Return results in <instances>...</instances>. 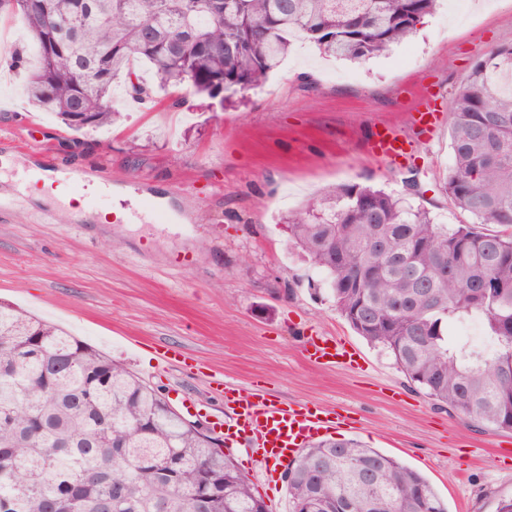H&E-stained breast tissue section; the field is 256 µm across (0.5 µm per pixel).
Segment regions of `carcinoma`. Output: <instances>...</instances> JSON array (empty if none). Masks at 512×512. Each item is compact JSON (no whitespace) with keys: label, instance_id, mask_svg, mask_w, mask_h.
<instances>
[{"label":"carcinoma","instance_id":"cac0c4a2","mask_svg":"<svg viewBox=\"0 0 512 512\" xmlns=\"http://www.w3.org/2000/svg\"><path fill=\"white\" fill-rule=\"evenodd\" d=\"M438 0H0L32 37V106L81 132L121 116L112 89L181 85L231 99L262 84L301 38L356 62L410 40ZM69 47L55 50L57 42ZM108 66L98 80L89 71ZM86 114L88 122L74 121ZM444 189L470 218L439 224L405 196L335 187L280 219L327 275L337 310L433 404L512 431V42L474 64L450 121ZM483 224L501 230L485 232ZM479 319L490 353L451 341ZM0 512H254L263 498L219 441L163 394L64 329L0 302ZM289 512H447L427 478L355 440L325 438L283 474Z\"/></svg>","mask_w":512,"mask_h":512}]
</instances>
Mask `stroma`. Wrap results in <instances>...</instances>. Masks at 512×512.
<instances>
[{"mask_svg": "<svg viewBox=\"0 0 512 512\" xmlns=\"http://www.w3.org/2000/svg\"><path fill=\"white\" fill-rule=\"evenodd\" d=\"M507 41L512 9L501 0H467L460 11L443 2L385 56L335 60L295 40L263 86L229 100L185 86L158 105L116 88L121 121L83 133L33 108L23 70L1 59L0 190L29 165L56 161L118 186L98 207L124 217L73 219L75 191L46 221L45 198L30 196L0 218V300L105 352L170 399L205 397L220 376L277 402L334 409L331 437L420 471L448 512H495L512 495V432L471 426L411 387L338 313L324 274L287 248L277 219L341 185L405 194L412 166V202L441 223H466L443 188L448 119L473 64ZM426 103L442 117L429 135L412 124ZM384 123L412 140L407 161L370 150ZM161 198L189 222L128 221ZM310 334L352 346L359 363H309ZM167 349L181 351V363L152 377Z\"/></svg>", "mask_w": 512, "mask_h": 512, "instance_id": "stroma-1", "label": "stroma"}]
</instances>
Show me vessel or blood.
Listing matches in <instances>:
<instances>
[{
	"mask_svg": "<svg viewBox=\"0 0 512 512\" xmlns=\"http://www.w3.org/2000/svg\"><path fill=\"white\" fill-rule=\"evenodd\" d=\"M371 149L392 160L407 159L413 149L410 139L383 125L372 134ZM68 181L73 189L82 190L95 181L92 173L64 170L57 164L36 165L27 169L20 185L9 197H0V211L22 205L29 195L40 189L44 179ZM306 358L316 365L335 363L353 364L355 353L344 344L327 336L309 337L305 344ZM213 393L224 402V418L216 419L225 447L247 448L262 470L268 485H277L292 456L311 439L321 436L336 426V415L330 410L302 404L282 405L260 398L249 391L216 381Z\"/></svg>",
	"mask_w": 512,
	"mask_h": 512,
	"instance_id": "vessel-or-blood-1",
	"label": "vessel or blood"
}]
</instances>
